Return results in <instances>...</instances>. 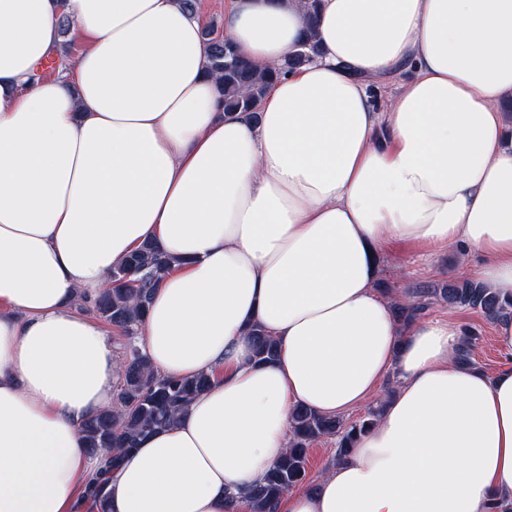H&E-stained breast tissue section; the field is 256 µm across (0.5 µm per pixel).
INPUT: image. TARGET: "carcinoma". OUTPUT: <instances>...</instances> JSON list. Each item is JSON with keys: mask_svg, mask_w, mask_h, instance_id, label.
<instances>
[{"mask_svg": "<svg viewBox=\"0 0 512 512\" xmlns=\"http://www.w3.org/2000/svg\"><path fill=\"white\" fill-rule=\"evenodd\" d=\"M203 40L208 71L218 82L224 111L240 112L250 119L256 118L259 103L280 77L282 68H299L319 54L309 32L286 57L284 67L259 70L240 57L233 42L224 38L217 26H207ZM170 268L169 257L153 244L145 243L112 270L106 287L94 300L81 306L82 311L112 326L122 350L121 373L112 409L84 422L81 427L90 451H106L104 467L107 471L118 466L121 458L136 448L140 438L171 425L211 382L207 375L190 379L160 375L137 344L151 292ZM419 294L438 295L450 305L468 307L489 320L512 317V299L499 298L475 279L457 278L440 287L423 286ZM253 337L255 362L273 360L277 354L276 340L258 328L253 329ZM474 340L476 337L471 333L463 337L456 352L460 363L474 365L471 357ZM379 412L376 408L367 416L345 424L339 417L316 414L303 406L295 408L287 453L248 492L254 512H264V506L273 503L288 489L304 483L308 447L312 442L321 437H335L338 439L336 455L340 456L354 447L358 436L374 425ZM86 502L88 512H106L102 480L88 487Z\"/></svg>", "mask_w": 512, "mask_h": 512, "instance_id": "1", "label": "carcinoma"}]
</instances>
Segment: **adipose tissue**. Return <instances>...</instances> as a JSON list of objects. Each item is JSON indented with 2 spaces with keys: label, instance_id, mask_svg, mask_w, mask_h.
Masks as SVG:
<instances>
[{
  "label": "adipose tissue",
  "instance_id": "obj_1",
  "mask_svg": "<svg viewBox=\"0 0 512 512\" xmlns=\"http://www.w3.org/2000/svg\"><path fill=\"white\" fill-rule=\"evenodd\" d=\"M304 3L226 0L224 35L280 63ZM63 14L86 48L33 80ZM202 30L178 0H0V512H81L80 427L118 362L80 305L147 242L171 269L138 343L211 384L123 457L108 512H251L293 408L347 414L392 371L376 425L274 512H512V370L458 363L452 322L401 328L377 286L412 241L512 298V0H320L318 57L254 121L225 113ZM254 337V359L257 363H266L272 361L277 354L276 340L255 328L252 333Z\"/></svg>",
  "mask_w": 512,
  "mask_h": 512
}]
</instances>
